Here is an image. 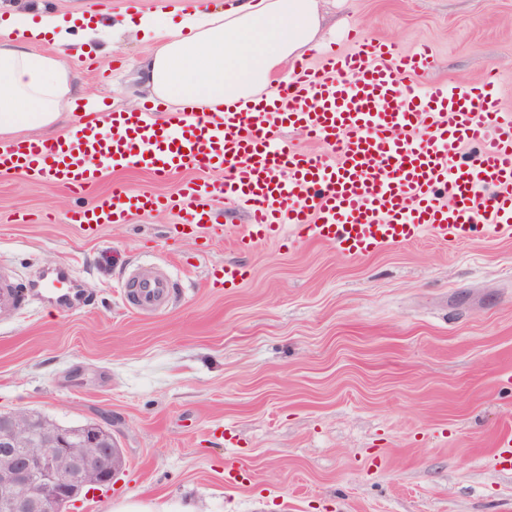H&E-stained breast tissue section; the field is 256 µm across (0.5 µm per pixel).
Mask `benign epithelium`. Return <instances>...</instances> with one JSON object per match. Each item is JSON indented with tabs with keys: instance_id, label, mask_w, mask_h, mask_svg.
Here are the masks:
<instances>
[{
	"instance_id": "obj_1",
	"label": "benign epithelium",
	"mask_w": 512,
	"mask_h": 512,
	"mask_svg": "<svg viewBox=\"0 0 512 512\" xmlns=\"http://www.w3.org/2000/svg\"><path fill=\"white\" fill-rule=\"evenodd\" d=\"M112 429L100 423L84 427L81 434L59 428L35 453L23 452L16 414H0V509L4 512H64L81 494L112 483L124 466L117 440L101 446ZM96 449L90 458L77 453L76 442Z\"/></svg>"
}]
</instances>
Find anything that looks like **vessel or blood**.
Listing matches in <instances>:
<instances>
[{"instance_id": "vessel-or-blood-1", "label": "vessel or blood", "mask_w": 512, "mask_h": 512, "mask_svg": "<svg viewBox=\"0 0 512 512\" xmlns=\"http://www.w3.org/2000/svg\"><path fill=\"white\" fill-rule=\"evenodd\" d=\"M356 43L350 53L325 52L322 73L297 64L274 94L225 108L217 120L182 112L174 128L148 108L112 111L51 142L0 146V173L22 171L80 194L108 170H143L159 182L179 171H220L222 181L189 180L173 196L115 192L72 218L91 230L123 223L134 209H164L194 235L215 223L220 197L247 216L242 250L297 237L359 259L429 235L458 242L480 222L512 236V114L499 109L493 75L473 87L424 85L428 47L403 53L385 41ZM283 129L322 142L335 160L296 150L278 139ZM462 143L474 149L465 162L453 153ZM128 284L137 309L166 302L172 288L148 268ZM44 285L65 302L75 281L54 269ZM29 300L0 275V312Z\"/></svg>"}]
</instances>
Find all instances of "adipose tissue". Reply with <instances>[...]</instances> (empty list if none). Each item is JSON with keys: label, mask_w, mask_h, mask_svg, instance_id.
<instances>
[{"label": "adipose tissue", "mask_w": 512, "mask_h": 512, "mask_svg": "<svg viewBox=\"0 0 512 512\" xmlns=\"http://www.w3.org/2000/svg\"><path fill=\"white\" fill-rule=\"evenodd\" d=\"M321 0H231L221 13L199 0L182 27L161 29L155 14L114 21L103 13L87 24L79 14L65 18L42 0H24L0 19V141L25 129L58 124L74 92L68 59L75 45L100 41L103 31L130 26L156 40L141 64L154 93L183 111L219 112L225 105L260 96L273 74L316 49ZM53 40L52 55L30 46Z\"/></svg>", "instance_id": "obj_1"}]
</instances>
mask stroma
I'll return each mask as SVG.
<instances>
[{
  "mask_svg": "<svg viewBox=\"0 0 512 512\" xmlns=\"http://www.w3.org/2000/svg\"><path fill=\"white\" fill-rule=\"evenodd\" d=\"M71 15L160 14L186 0H44ZM324 49L350 32L434 56L428 82L462 87L496 75L512 110V0H323ZM112 54L70 59L80 95L63 127L100 111L149 105L139 63L154 44L135 30ZM121 65H113V54ZM139 170L109 173L84 199L0 175V274L28 287L65 267L79 306L32 299L0 314V412L36 411L64 425L111 420L125 464L112 485L70 512H512V238L480 230L352 259L329 242L263 241L247 251L234 204L206 237L176 232L169 213L131 212L86 231L82 200L114 191L175 192ZM245 267L235 288L225 266ZM169 277L163 306L127 299L129 271Z\"/></svg>",
  "mask_w": 512,
  "mask_h": 512,
  "instance_id": "35a3bbf8",
  "label": "stroma"
}]
</instances>
